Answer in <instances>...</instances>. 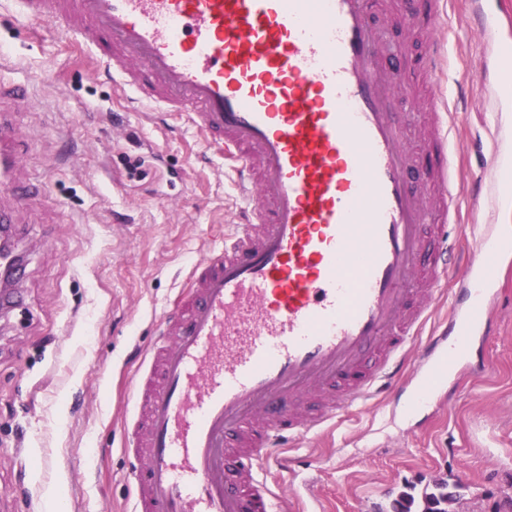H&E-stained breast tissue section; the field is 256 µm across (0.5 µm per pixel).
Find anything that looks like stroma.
<instances>
[{"mask_svg":"<svg viewBox=\"0 0 512 512\" xmlns=\"http://www.w3.org/2000/svg\"><path fill=\"white\" fill-rule=\"evenodd\" d=\"M446 9L456 163L474 194L498 123L512 126V54L487 59L462 37L467 0ZM382 18L389 46L419 57L422 34L395 10ZM0 78L30 90L0 100L21 152L0 177V204L13 206L26 251L23 305L0 319V512H131L128 383L159 315L244 202L183 113L115 86L111 70L54 25L30 24L16 0H0ZM485 78L499 86L500 110L482 108L470 87ZM20 183L40 191L16 203ZM492 314L491 335L422 410L404 412L412 353L401 390L288 448L287 470L265 471L268 486L292 512H394L402 494L445 479L462 486L461 512H512V276Z\"/></svg>","mask_w":512,"mask_h":512,"instance_id":"1","label":"stroma"}]
</instances>
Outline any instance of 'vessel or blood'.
<instances>
[{
    "label": "vessel or blood",
    "mask_w": 512,
    "mask_h": 512,
    "mask_svg": "<svg viewBox=\"0 0 512 512\" xmlns=\"http://www.w3.org/2000/svg\"><path fill=\"white\" fill-rule=\"evenodd\" d=\"M472 0L491 58L512 43ZM112 65V80L186 114L232 162L241 222L198 264L160 318L131 381L125 430L133 512H276L265 464L288 444L390 386L411 350L430 390L473 353L512 254L489 225L462 260L455 113L439 87L443 0L419 22L433 106L411 146L393 105L407 92L384 65L373 0H18ZM19 153L0 119V174ZM434 227V242L422 236ZM21 232L0 211V267L18 273ZM461 303L418 337L443 286Z\"/></svg>",
    "instance_id": "obj_1"
}]
</instances>
